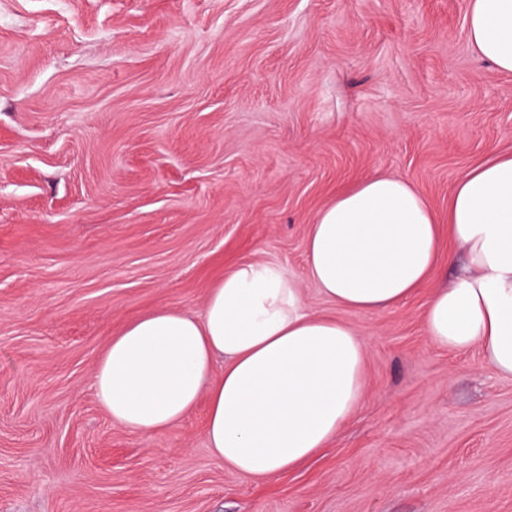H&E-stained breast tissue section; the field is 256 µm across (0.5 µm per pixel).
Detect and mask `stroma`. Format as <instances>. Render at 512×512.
Instances as JSON below:
<instances>
[{"label": "stroma", "mask_w": 512, "mask_h": 512, "mask_svg": "<svg viewBox=\"0 0 512 512\" xmlns=\"http://www.w3.org/2000/svg\"><path fill=\"white\" fill-rule=\"evenodd\" d=\"M468 0H0V512H512V378L435 348L417 293L337 306L307 275L316 214L369 175L440 219L512 152V75ZM280 265L365 338L366 395L315 459L256 483L205 404L140 434L97 400L131 320L201 312L237 265Z\"/></svg>", "instance_id": "stroma-1"}]
</instances>
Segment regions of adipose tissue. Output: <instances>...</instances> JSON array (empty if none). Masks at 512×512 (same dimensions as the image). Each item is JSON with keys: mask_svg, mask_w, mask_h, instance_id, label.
<instances>
[{"mask_svg": "<svg viewBox=\"0 0 512 512\" xmlns=\"http://www.w3.org/2000/svg\"><path fill=\"white\" fill-rule=\"evenodd\" d=\"M467 38L512 73V0H469ZM445 252L463 253L466 264L426 304L432 345L479 346L488 368L512 377V154L464 174L447 223L407 181L373 175L325 206L306 239L310 278L355 311L410 297ZM365 360L357 331L311 311L281 266L247 263L210 290L201 315L162 308L129 322L100 358L93 388L114 423L144 434L170 429L206 400L209 448L238 476L265 482L351 421L365 396Z\"/></svg>", "mask_w": 512, "mask_h": 512, "instance_id": "adipose-tissue-1", "label": "adipose tissue"}]
</instances>
